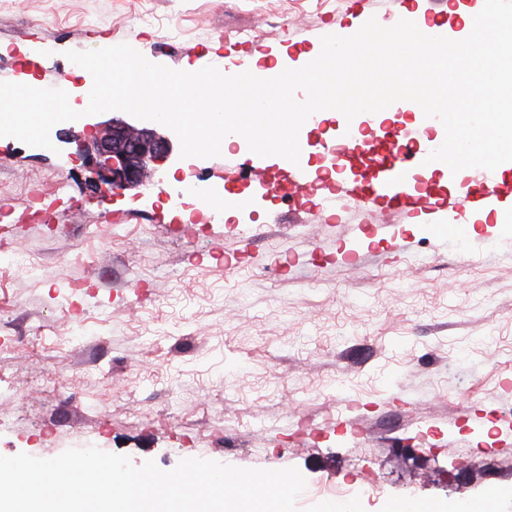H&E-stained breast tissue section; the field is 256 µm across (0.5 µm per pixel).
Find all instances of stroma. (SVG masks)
<instances>
[{"mask_svg": "<svg viewBox=\"0 0 512 512\" xmlns=\"http://www.w3.org/2000/svg\"><path fill=\"white\" fill-rule=\"evenodd\" d=\"M406 12L462 28L448 0H0V81L77 98L65 53L103 38L176 70L297 62ZM52 132V150L0 138V455L295 467L301 508L329 484L365 512L494 487L512 512L511 196L479 208L461 251L428 234L456 222L445 209L336 215L278 196L186 220L165 202L181 181L254 192L239 147L170 159L110 201L76 154L91 117Z\"/></svg>", "mask_w": 512, "mask_h": 512, "instance_id": "35a3bbf8", "label": "stroma"}]
</instances>
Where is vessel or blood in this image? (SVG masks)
<instances>
[{"instance_id": "1", "label": "vessel or blood", "mask_w": 512, "mask_h": 512, "mask_svg": "<svg viewBox=\"0 0 512 512\" xmlns=\"http://www.w3.org/2000/svg\"><path fill=\"white\" fill-rule=\"evenodd\" d=\"M338 162L357 169L359 180L356 185H342L335 194L325 197V207L340 212L352 207L369 213L383 205L412 210L430 206L423 191L414 187L409 173L411 165L423 164L424 158L411 152L406 136L400 129L390 131L388 142L381 150L348 142L346 151L339 157ZM240 167L249 171L257 183L273 191L285 189L291 193H302L314 186L307 174L290 162L286 163L281 174L274 176L268 175L250 157L242 159ZM500 192L499 183L477 181L470 184L465 191L451 197L449 206L461 214L470 210L477 202L494 203ZM430 234L436 239L460 247L466 241L468 227L464 224H434L430 227Z\"/></svg>"}]
</instances>
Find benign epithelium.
I'll use <instances>...</instances> for the list:
<instances>
[{
    "mask_svg": "<svg viewBox=\"0 0 512 512\" xmlns=\"http://www.w3.org/2000/svg\"><path fill=\"white\" fill-rule=\"evenodd\" d=\"M99 135L82 149V157L97 173L101 196L141 185L159 162L172 158L166 137L140 126L132 117L112 116L94 124Z\"/></svg>",
    "mask_w": 512,
    "mask_h": 512,
    "instance_id": "benign-epithelium-1",
    "label": "benign epithelium"
}]
</instances>
